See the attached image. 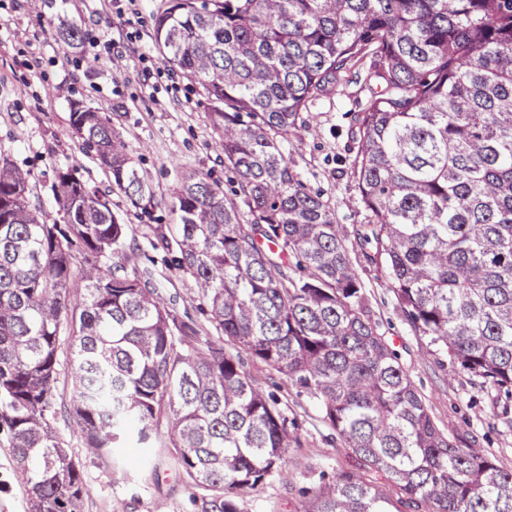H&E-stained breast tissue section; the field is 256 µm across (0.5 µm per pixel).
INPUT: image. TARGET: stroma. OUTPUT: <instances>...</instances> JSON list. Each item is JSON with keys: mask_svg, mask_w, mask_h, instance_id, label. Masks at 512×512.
I'll list each match as a JSON object with an SVG mask.
<instances>
[{"mask_svg": "<svg viewBox=\"0 0 512 512\" xmlns=\"http://www.w3.org/2000/svg\"><path fill=\"white\" fill-rule=\"evenodd\" d=\"M161 0H56L38 10L34 0H0V155L32 173L30 201L49 217L58 207L47 190L54 167L79 164L92 185L111 192L112 210L134 225L151 283L177 310H188L208 335L216 329L199 309L190 277L169 268L162 249L152 247L151 226L176 229L169 197L183 172L197 171L226 182L224 157L213 144L197 85L166 63L151 33ZM68 20L83 34L81 44L60 53L56 27ZM367 65L359 63L331 94L310 107L311 129L289 140L288 157L303 182L328 200L344 231L367 223L349 170L351 116L371 94ZM106 113L156 204L133 207L112 193L109 174L94 153L82 151L69 128L72 103ZM365 294L399 363L421 394L437 426L460 445L483 448L503 469L512 470V429L500 420L493 393L476 389L467 374L415 335L382 269L360 268ZM244 370L265 391L277 393L300 441L288 450V481L272 480L243 497V512H299L304 492L324 477L362 471L346 453L309 394L284 389L279 376L251 357ZM7 430L0 428V512H27L28 493L15 475ZM92 488L83 512H201L203 493L190 488L164 448H117L109 465L84 464Z\"/></svg>", "mask_w": 512, "mask_h": 512, "instance_id": "obj_1", "label": "stroma"}]
</instances>
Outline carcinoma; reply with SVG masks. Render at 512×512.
Returning a JSON list of instances; mask_svg holds the SVG:
<instances>
[{"label": "carcinoma", "mask_w": 512, "mask_h": 512, "mask_svg": "<svg viewBox=\"0 0 512 512\" xmlns=\"http://www.w3.org/2000/svg\"><path fill=\"white\" fill-rule=\"evenodd\" d=\"M152 35L200 86L234 198L198 172L172 195L177 235L152 228L190 276L218 336L170 307L140 270L136 228L77 165L53 169L61 213L28 197L0 157V424L29 512H82L83 462L56 428L71 380V441L107 464L125 425L176 454L202 512L288 478L298 441L244 352L317 400L342 448L401 490L339 472L300 512H512V471L435 424L373 322L352 259L384 269L414 332L512 408V0H164ZM60 52L82 41L62 20ZM368 60L375 86L349 130L369 220L353 239L283 149L309 105ZM69 125L112 189L154 195L111 118L78 103ZM231 348H224V343Z\"/></svg>", "instance_id": "obj_1"}]
</instances>
